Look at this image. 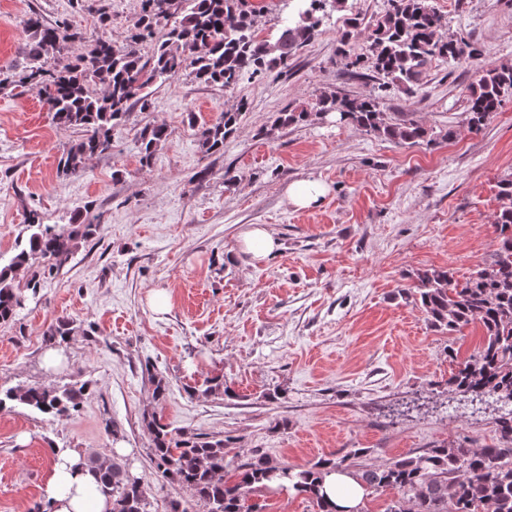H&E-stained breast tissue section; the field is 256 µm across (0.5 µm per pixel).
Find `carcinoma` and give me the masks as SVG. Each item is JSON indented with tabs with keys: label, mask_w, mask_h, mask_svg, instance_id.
Returning <instances> with one entry per match:
<instances>
[{
	"label": "carcinoma",
	"mask_w": 512,
	"mask_h": 512,
	"mask_svg": "<svg viewBox=\"0 0 512 512\" xmlns=\"http://www.w3.org/2000/svg\"><path fill=\"white\" fill-rule=\"evenodd\" d=\"M296 16L288 19L275 38L261 37L256 17L261 9L250 0H142L136 25L125 44L116 48L100 37L92 42L66 21L45 23L33 14L26 23L29 41L24 62L13 73L0 77V90L36 86L57 124L78 128L83 135L64 149L57 169L67 176H80L92 155L112 150V132L127 121L131 112L147 110L153 87L175 78L189 68L205 84L235 88L245 77L288 66V60L320 31L346 0H295ZM184 3L183 11L177 5ZM389 7L372 29L365 52L351 64L368 66L383 88L400 84L411 88L421 83L435 61L454 64L467 57L475 60L479 50L465 38H449L442 17L431 0H388ZM362 25L359 15L344 19L339 52ZM154 41L152 54L144 56L142 45ZM70 43L77 52L64 63L53 61ZM508 96H512V64L482 70L469 91L468 123L478 130L492 120ZM319 112H335L369 135L397 145L431 142L433 131L402 113L383 111L380 96L338 97L321 94ZM241 110L226 111L212 124L198 130V141L206 153L224 149V142L238 129ZM307 111L281 112L274 126L309 121ZM167 139L160 126L143 128L138 137L143 163H149L157 147ZM502 201L492 227L497 249L491 261L468 277L459 279L446 268L418 270L413 285L400 289L426 315L430 325L450 334L473 323L482 327L477 350L455 364L445 385L455 391L493 395L512 403V173L497 184ZM29 234L18 245V253L7 266H0V324L15 320L23 305V290L37 294L47 277L64 265L78 240L93 234L92 224L79 222L65 231L45 224L35 210L27 218ZM34 272L24 284L16 280L19 268ZM74 333L73 324L59 320L46 331L49 346L65 343ZM153 398L162 402L170 391L160 373L150 374ZM89 395L88 383L46 389L38 385L0 391V409L21 405L49 422L67 419L79 411ZM152 441V461L162 477L188 488L208 512H260L249 503L250 495L273 485L288 487L312 501L317 512H345L327 505L321 493L325 474L334 471L355 479L366 494L393 490L397 499L385 512H512V410L495 422V441L481 448L466 442H443L414 456H406L379 467H363L358 459L364 448L343 455L331 454L303 467L272 462L254 453L236 467L233 482L224 478V437H201L185 431L173 432L156 415L146 419ZM85 466L96 476V492L112 505L110 512H153L152 503L129 467L92 457Z\"/></svg>",
	"instance_id": "1"
}]
</instances>
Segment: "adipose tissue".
<instances>
[{"instance_id": "ef3b65f1", "label": "adipose tissue", "mask_w": 512, "mask_h": 512, "mask_svg": "<svg viewBox=\"0 0 512 512\" xmlns=\"http://www.w3.org/2000/svg\"><path fill=\"white\" fill-rule=\"evenodd\" d=\"M82 456L74 449L56 453L46 485L51 512H107L104 499L91 497L94 477L81 466Z\"/></svg>"}]
</instances>
